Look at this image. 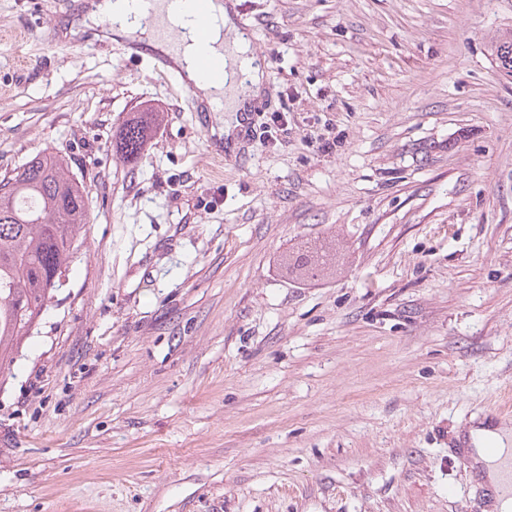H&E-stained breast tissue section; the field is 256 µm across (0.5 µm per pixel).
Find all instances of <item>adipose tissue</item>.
Listing matches in <instances>:
<instances>
[{"label":"adipose tissue","instance_id":"1","mask_svg":"<svg viewBox=\"0 0 512 512\" xmlns=\"http://www.w3.org/2000/svg\"><path fill=\"white\" fill-rule=\"evenodd\" d=\"M137 10V0H91L86 17L101 20L112 25L114 34L126 36L136 31L137 26L130 17ZM159 10L165 22L179 29L180 37L174 48H167L157 39H149L148 45L155 50L168 51L180 66L185 78L200 92L201 100L207 105L225 104L227 111L240 112L243 101L237 100L234 93L223 92L222 88L206 78L197 65L199 44L195 31L186 21V7H175L164 0ZM209 48L221 52L223 48H233L236 54L245 55L248 44L238 31L232 14L223 0H210ZM468 450L472 466L490 490L489 508L491 512H512V491L504 487L503 466L512 457V430L505 427L484 424L469 429Z\"/></svg>","mask_w":512,"mask_h":512}]
</instances>
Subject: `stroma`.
<instances>
[{"label":"stroma","instance_id":"stroma-1","mask_svg":"<svg viewBox=\"0 0 512 512\" xmlns=\"http://www.w3.org/2000/svg\"><path fill=\"white\" fill-rule=\"evenodd\" d=\"M238 9L255 122L288 129L223 159L234 113L123 66L77 0H0V173L56 152L90 192L0 377V512H484L459 438L491 402L512 424V0ZM160 121L158 112H139L125 123L115 141L116 154L123 163L137 161Z\"/></svg>","mask_w":512,"mask_h":512}]
</instances>
